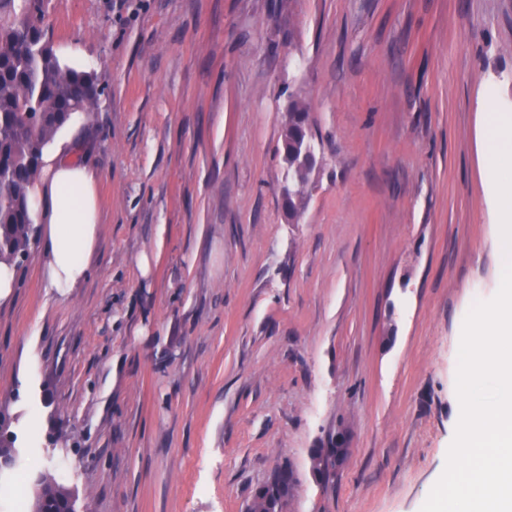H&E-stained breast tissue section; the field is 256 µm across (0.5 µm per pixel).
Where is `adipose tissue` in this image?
<instances>
[{"mask_svg":"<svg viewBox=\"0 0 512 512\" xmlns=\"http://www.w3.org/2000/svg\"><path fill=\"white\" fill-rule=\"evenodd\" d=\"M82 120L74 113L44 149L40 177L29 192L31 218L44 227L48 282L61 294L86 279L100 233L98 177L74 144Z\"/></svg>","mask_w":512,"mask_h":512,"instance_id":"1","label":"adipose tissue"}]
</instances>
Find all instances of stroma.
Returning a JSON list of instances; mask_svg holds the SVG:
<instances>
[{
	"mask_svg": "<svg viewBox=\"0 0 512 512\" xmlns=\"http://www.w3.org/2000/svg\"><path fill=\"white\" fill-rule=\"evenodd\" d=\"M56 54L104 86L78 135L99 178L86 280L40 241L0 301V411L33 512H245L280 465L288 512H420L460 417L463 322L500 285L479 101L512 104V0H43ZM320 166L289 223L282 131ZM151 270L142 275L140 256ZM344 435L340 480L310 452ZM291 111L297 112L299 115V124L296 126H292L290 124H285L283 133H282V139L283 141L288 140L290 142L296 135L302 134L304 135V122H308V128L310 133V120H309V112H307L304 104L300 100H293L290 103ZM288 142L283 143V151H284V158L288 164ZM40 484V491L38 493V497L36 500V506L38 507V504L42 498L43 495L46 493L56 492L59 494L58 497L52 498V500L48 501L44 505V509L47 507H55L58 509H67L70 510V505L68 501V496L65 494H68L67 488L63 485H60L56 481L49 479L47 477L40 476L38 479Z\"/></svg>",
	"mask_w": 512,
	"mask_h": 512,
	"instance_id": "stroma-1",
	"label": "stroma"
}]
</instances>
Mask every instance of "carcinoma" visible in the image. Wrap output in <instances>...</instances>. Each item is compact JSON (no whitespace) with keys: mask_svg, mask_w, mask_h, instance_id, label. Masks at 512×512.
Returning a JSON list of instances; mask_svg holds the SVG:
<instances>
[{"mask_svg":"<svg viewBox=\"0 0 512 512\" xmlns=\"http://www.w3.org/2000/svg\"><path fill=\"white\" fill-rule=\"evenodd\" d=\"M41 0H0V262H16L29 251L35 229L28 192L40 175L44 148L75 112L103 94L94 74L61 62L53 51L40 48L45 41ZM299 124L284 127L283 140L304 133L309 112L299 100L290 103ZM304 168L289 170L295 195L310 180ZM38 496L56 492L48 507L70 509L67 488L47 477L38 478ZM286 482L257 492L252 512H276L290 496Z\"/></svg>","mask_w":512,"mask_h":512,"instance_id":"1","label":"carcinoma"}]
</instances>
